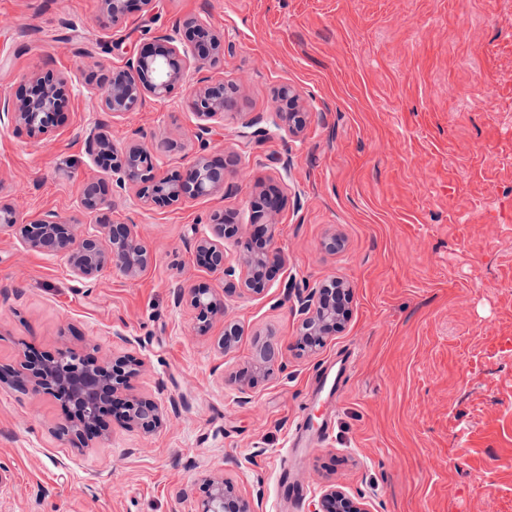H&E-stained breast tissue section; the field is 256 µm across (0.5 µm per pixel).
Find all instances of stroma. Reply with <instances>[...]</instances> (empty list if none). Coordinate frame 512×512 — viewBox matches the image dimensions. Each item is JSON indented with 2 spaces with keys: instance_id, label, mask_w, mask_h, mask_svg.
I'll use <instances>...</instances> for the list:
<instances>
[{
  "instance_id": "35a3bbf8",
  "label": "stroma",
  "mask_w": 512,
  "mask_h": 512,
  "mask_svg": "<svg viewBox=\"0 0 512 512\" xmlns=\"http://www.w3.org/2000/svg\"><path fill=\"white\" fill-rule=\"evenodd\" d=\"M193 16L223 34L224 56L165 99L115 120L76 90L37 140L0 123V196L21 218L52 210L77 234L131 224L151 254L137 277L81 283L64 258L0 231V365L64 345L130 355L133 394L163 408L152 432L108 416L77 448L56 433L61 401L0 383V512H195L212 474L253 512H309L330 484L370 512H512V0H133L117 23L100 0H0V95L34 70L78 83L123 65ZM202 77L235 88L203 142L189 90ZM285 85L311 112L296 138L272 121ZM98 123L119 149L168 146L165 176L201 154L223 160V191L158 205L113 187L110 209L83 211L84 179L112 177L85 150ZM270 186L284 195L285 267L264 295L225 293L189 245L219 214L249 233ZM333 234L343 247L329 252ZM332 277L353 289L350 317L300 354L296 295ZM177 286L223 296L225 317L199 333ZM228 319L239 338L223 352ZM266 342L283 372L240 393ZM343 354L353 365L336 398L313 399ZM306 407L331 430L288 455ZM287 455L306 490L296 509L278 489Z\"/></svg>"
}]
</instances>
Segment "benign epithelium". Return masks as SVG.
Instances as JSON below:
<instances>
[{
    "label": "benign epithelium",
    "mask_w": 512,
    "mask_h": 512,
    "mask_svg": "<svg viewBox=\"0 0 512 512\" xmlns=\"http://www.w3.org/2000/svg\"><path fill=\"white\" fill-rule=\"evenodd\" d=\"M185 25L198 33L194 40H184L177 28L157 37L159 51L142 50L130 56L124 65L112 67L103 77L89 76L82 83L83 91L98 101L100 110L114 118L137 111L148 98H163L171 87L186 80L191 64L201 60H216L224 55V37L211 31L206 20L193 17ZM25 82L39 93L31 97L21 92L14 98L0 97V121L7 115L24 127L30 137L38 138L57 124L63 102L72 92V80L63 74L33 72ZM234 87L222 80H207L193 89V109L200 123L197 139L204 140L212 126L224 122ZM275 115L296 137L309 121L310 112L297 90L281 88L276 97ZM85 145L94 158H112V182L120 188L136 190L139 200L174 202L209 196L224 190V164L205 156L197 157L183 178L174 180L160 175L165 152L149 151L137 144L118 154L98 124L90 129ZM280 194L263 193L252 202L253 231L240 243L239 268L226 266L224 242L236 237L237 225L219 221L213 224V236L194 243V252L204 266L224 273L225 291L256 297L271 287L272 270L284 267L285 260L273 247L276 217L281 208ZM111 206L108 190L98 179H88L82 185L79 207L96 213ZM19 227L21 243L46 255L66 258L72 275L79 282L98 278L107 271L134 276L150 261L147 246L139 239L131 224H106L105 233L94 228L77 236L70 225L54 213L25 222L11 203L0 199V228ZM352 288L341 278L322 281L308 294H298L302 322L297 338L301 351L318 352L326 341L340 332L348 318L347 305ZM188 299L196 310L199 328H207L212 319L224 316V300L209 290L193 288L189 293L177 292V301ZM238 340V328L225 324L224 335L217 339L221 351L231 349ZM140 361L133 357H118L99 361L85 356L69 346L58 349L50 358L24 356L19 367L3 370L0 377L27 394L51 395L71 407L77 420L57 427L60 436L74 444L100 428L104 416L120 409L124 424L145 432L155 430L162 422L161 404L143 399L130 392L131 379ZM253 368L264 378L281 370L278 351L270 344L262 346L253 356ZM196 512H252L250 502L222 475L206 478L203 495ZM309 512H370L367 505L350 497L343 489L328 486L311 505Z\"/></svg>",
    "instance_id": "7a95c632"
}]
</instances>
